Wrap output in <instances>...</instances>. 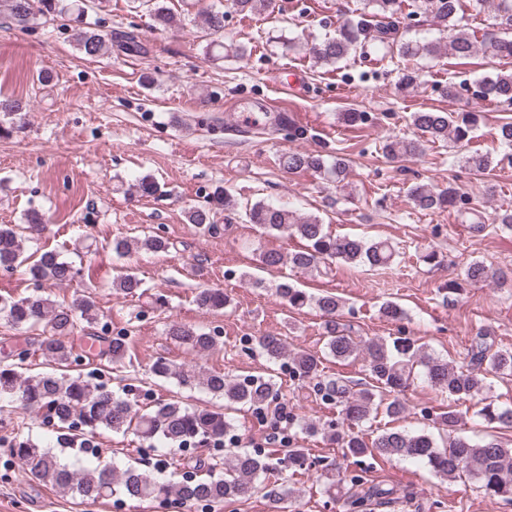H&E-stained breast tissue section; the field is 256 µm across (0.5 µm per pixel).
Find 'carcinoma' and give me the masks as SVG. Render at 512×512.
<instances>
[{
    "mask_svg": "<svg viewBox=\"0 0 512 512\" xmlns=\"http://www.w3.org/2000/svg\"><path fill=\"white\" fill-rule=\"evenodd\" d=\"M487 0H413V5L446 32L445 42H421L396 39L394 15L399 0H363L360 18L350 21L310 47L316 62L335 65L346 59L367 37L382 44L389 53L403 61L420 56L437 57L445 52L468 58L481 51L502 59L512 58V0H496L494 6L496 26L502 34L491 33L481 43L458 28V15L468 7L482 9ZM240 12L268 10L272 0H232ZM64 10L60 0H0V19L10 25L24 28L39 16L52 15ZM199 28L212 35L224 32V12L210 9L199 13ZM78 49L87 57L96 58L112 53V35L95 31H82L77 37ZM420 84L417 70L406 66L398 82V91L408 93ZM474 104L485 101L512 105V72L485 75L474 83ZM25 106L19 99L0 98V137L12 135L23 125ZM411 125L419 132L413 138H395L382 146L384 155L390 158L414 157L422 152L420 137L435 142L453 140L461 143L467 139L473 115L470 112L454 115L447 112L421 111L410 115ZM469 170L482 173L492 164L488 154L478 152L464 157ZM280 165L290 171H314L327 174L342 182L347 174L348 160L338 154L326 158L302 150H291L280 159ZM414 205L421 210H439L456 207L463 203L456 189L448 187L436 191L426 185L410 189ZM235 206L231 196L222 189L214 191L206 204L195 206L187 213L189 223L207 232L217 229L215 216L221 210ZM245 216L265 233L287 231L304 241V246L288 254L277 250L263 253L261 262L267 268L288 266L306 272L319 268L329 261L338 263L384 267L399 255L398 250L387 242H369L358 237L334 236L325 230L317 216L298 218L284 206L257 201L245 205ZM28 227L18 224H0V268L6 271L26 267L30 280L51 286L68 285L80 271L72 263L61 259L58 251L42 249L32 260L25 255V231H38L44 226L37 212L26 215ZM153 253L165 252L167 240L148 235L137 241L127 237L112 241V252L124 257L133 246ZM490 278L489 270L481 262H473L465 270V279L478 283ZM113 286L123 294L135 296L142 288V281L130 271L113 280ZM276 295L291 309L315 305L325 320V349L338 360H347L361 353L367 362L373 385L358 391L351 389L349 380L343 377L326 379L317 383L318 391L328 401L340 407V420L320 428L313 423L305 425L308 433L319 431L344 449L345 456L360 462L364 456L412 459L425 463L437 476L460 478L469 476L487 493L512 501V448L495 440L474 441L457 434L459 415L454 410L440 414L442 433L434 435L425 431L406 428L385 429L371 442H366L353 431L370 420L379 410L394 421L404 419L406 408L400 392L420 366L427 381L448 396L461 399L477 398L488 389L487 373L503 377L512 376V350L494 348L489 340L491 333L480 330L472 339L470 365L455 367L422 351L415 341L397 336L391 342L382 340L361 344L350 336L349 330L338 321L342 309L341 299L333 293L311 296L285 280L278 284ZM194 301L202 309L220 311L230 302L222 288H200ZM0 319L4 325L16 331H42L37 340V350L52 366V371L22 376L15 364L0 363V411L15 402L43 411L61 430L72 432L67 439L71 444L77 434L93 433L105 429L115 434L132 433L153 441L161 439L176 449L190 445L222 441L232 426L224 412L209 408H189L177 400L161 401L150 408L141 409L134 402L112 392L104 384H94L81 376L67 374L75 362L73 346L68 339L85 323L92 329L97 325L99 312L95 300L86 295H75L71 301L57 302L41 295L13 297L0 295ZM168 337L187 352H207L217 345L211 333L192 326L174 322L170 324ZM88 339L100 343L101 355L112 364L122 363L129 352L127 335L109 336L90 332ZM259 352L272 361L288 360L293 376L315 379L321 377L320 357L304 352L288 350L286 338L264 335L256 340ZM150 373L158 379H176L181 386H198L228 403L244 408L260 410L278 399L275 383L263 377L235 381L221 372H198L177 366L165 358L157 359ZM478 415L487 423H499L512 428V409H500L490 403L484 405ZM11 455L40 483L57 487L83 501L95 502L119 494L130 500L146 501L168 499L172 496L187 505L220 503L242 498L255 488V482L274 463L256 452L240 450L224 458V466L215 463H198L207 471V477L185 478L177 482H161L149 470L138 467L119 469L108 464H97L72 469L50 448H44L30 440L14 441L9 445ZM393 494V489L375 485L362 494H354L348 505L360 509L371 498H383Z\"/></svg>",
    "mask_w": 512,
    "mask_h": 512,
    "instance_id": "carcinoma-1",
    "label": "carcinoma"
}]
</instances>
